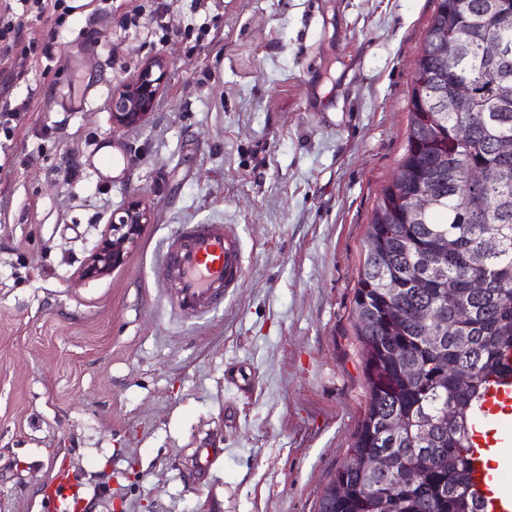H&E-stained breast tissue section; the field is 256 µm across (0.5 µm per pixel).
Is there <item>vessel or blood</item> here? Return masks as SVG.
Segmentation results:
<instances>
[{
  "mask_svg": "<svg viewBox=\"0 0 512 512\" xmlns=\"http://www.w3.org/2000/svg\"><path fill=\"white\" fill-rule=\"evenodd\" d=\"M159 266L170 288L175 312L202 319L241 288L245 259L240 233L234 224H185L171 235ZM482 424L490 437H475L471 459L475 476L487 498V512H512V382H491L485 396ZM506 458L505 466L487 469L485 454ZM53 498L59 512H79L83 494L71 480L67 467L55 475Z\"/></svg>",
  "mask_w": 512,
  "mask_h": 512,
  "instance_id": "1",
  "label": "vessel or blood"
}]
</instances>
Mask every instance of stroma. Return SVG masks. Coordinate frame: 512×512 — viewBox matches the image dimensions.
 Wrapping results in <instances>:
<instances>
[{"label": "stroma", "mask_w": 512, "mask_h": 512, "mask_svg": "<svg viewBox=\"0 0 512 512\" xmlns=\"http://www.w3.org/2000/svg\"><path fill=\"white\" fill-rule=\"evenodd\" d=\"M66 3L51 66L29 20L0 67V512H57L62 463L83 512H318L369 401L353 297L433 0ZM158 53L150 119L113 131ZM136 198L125 263L75 280ZM181 224L241 234L244 285L202 320L156 272ZM168 69V58L156 54L147 59L138 72L112 90V129L144 124L152 114Z\"/></svg>", "instance_id": "35a3bbf8"}]
</instances>
